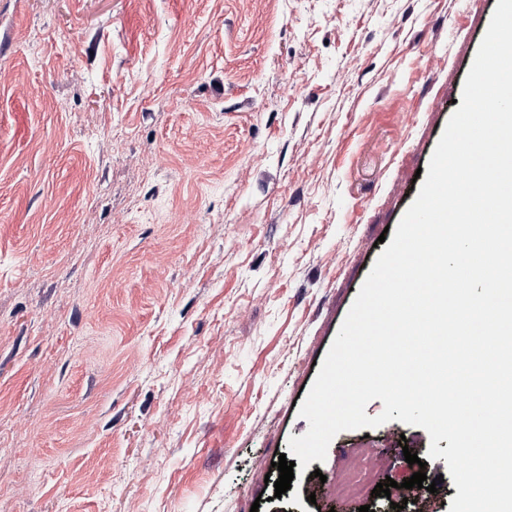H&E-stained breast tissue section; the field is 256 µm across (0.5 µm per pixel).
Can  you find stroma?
<instances>
[{
  "label": "stroma",
  "mask_w": 512,
  "mask_h": 512,
  "mask_svg": "<svg viewBox=\"0 0 512 512\" xmlns=\"http://www.w3.org/2000/svg\"><path fill=\"white\" fill-rule=\"evenodd\" d=\"M497 0H0V512H359L274 463Z\"/></svg>",
  "instance_id": "obj_1"
}]
</instances>
